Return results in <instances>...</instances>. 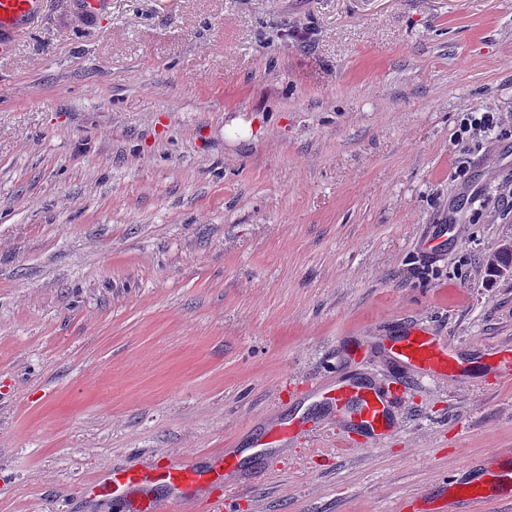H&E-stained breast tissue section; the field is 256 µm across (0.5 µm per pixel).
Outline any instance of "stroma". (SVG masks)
Wrapping results in <instances>:
<instances>
[{
	"label": "stroma",
	"instance_id": "35a3bbf8",
	"mask_svg": "<svg viewBox=\"0 0 512 512\" xmlns=\"http://www.w3.org/2000/svg\"><path fill=\"white\" fill-rule=\"evenodd\" d=\"M508 183L512 0H40L0 58V512H133L93 483L274 419L237 512H448L512 447ZM417 327L465 372L394 364ZM338 380L394 431L333 421ZM482 110L480 117L471 115L461 127V134H465L468 139H477L478 136H481V133H486L489 126L493 124L494 114L497 111L492 107H484ZM323 395L335 405L336 410L352 409L359 424L373 439L381 438L390 427L386 405L377 392L366 385L323 388Z\"/></svg>",
	"mask_w": 512,
	"mask_h": 512
}]
</instances>
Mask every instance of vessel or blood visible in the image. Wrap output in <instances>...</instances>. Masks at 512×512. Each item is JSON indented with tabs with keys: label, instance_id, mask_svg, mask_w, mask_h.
<instances>
[{
	"label": "vessel or blood",
	"instance_id": "b4317fda",
	"mask_svg": "<svg viewBox=\"0 0 512 512\" xmlns=\"http://www.w3.org/2000/svg\"><path fill=\"white\" fill-rule=\"evenodd\" d=\"M38 9V0H0V57L9 56L17 33L26 27ZM391 352L404 364L426 372L444 373L455 366L450 348L437 343L422 332H408L395 337ZM325 395L336 410H352L360 425L375 439L384 436L390 426L386 405L377 392L365 385L336 386L326 389ZM494 467L483 470L472 461H463L458 475L450 477L454 490L451 506L454 512H465L476 501L491 494L512 496V448H498L492 454ZM238 457L228 450L213 466L198 469L189 466L166 465L151 470L129 469L112 473L97 490L116 499L125 497L134 488L145 489L156 484L166 485L173 499L183 503L182 512H194L196 496L203 488L218 480L236 477Z\"/></svg>",
	"mask_w": 512,
	"mask_h": 512
}]
</instances>
